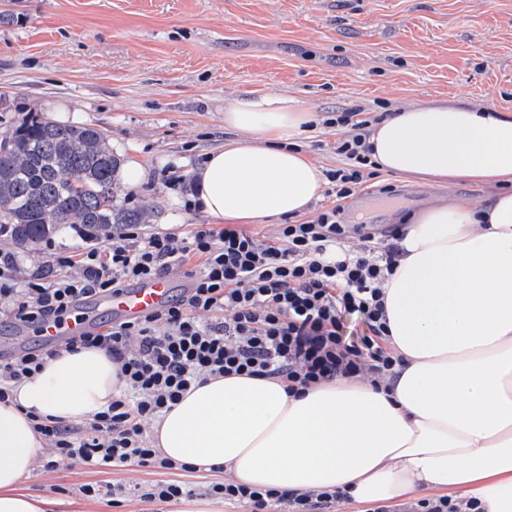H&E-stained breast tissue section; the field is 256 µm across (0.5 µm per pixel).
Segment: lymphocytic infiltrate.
Instances as JSON below:
<instances>
[{
  "label": "lymphocytic infiltrate",
  "instance_id": "f902f5d3",
  "mask_svg": "<svg viewBox=\"0 0 512 512\" xmlns=\"http://www.w3.org/2000/svg\"><path fill=\"white\" fill-rule=\"evenodd\" d=\"M335 124L348 131L336 143L345 167L326 174L336 205L311 220L278 225L269 237L232 226L202 224L185 235L120 224L79 257L54 253L22 281L14 252L0 249V316L19 326L58 321L82 296L116 293L173 267L190 268L189 287L161 311L59 348L0 357V402L61 349H100L119 365L124 390L83 425L34 417L48 446L45 467L176 469L154 448L148 427L211 377L271 378L293 394L338 379L391 392L404 359L390 347L385 285L399 251L379 245L374 225L341 222L342 200L366 182L372 161L368 120L351 109L337 113ZM204 493L254 512H327L351 498L345 490H262L230 481L210 484Z\"/></svg>",
  "mask_w": 512,
  "mask_h": 512
}]
</instances>
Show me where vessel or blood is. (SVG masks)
Returning <instances> with one entry per match:
<instances>
[{"mask_svg":"<svg viewBox=\"0 0 512 512\" xmlns=\"http://www.w3.org/2000/svg\"><path fill=\"white\" fill-rule=\"evenodd\" d=\"M174 293L171 279L164 276L135 283L116 294L91 296L78 302L73 317L41 331L40 338L45 342L60 343L98 330V313L102 310L111 314L117 323L141 318L163 309Z\"/></svg>","mask_w":512,"mask_h":512,"instance_id":"vessel-or-blood-1","label":"vessel or blood"}]
</instances>
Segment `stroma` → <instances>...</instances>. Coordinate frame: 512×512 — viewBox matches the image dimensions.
I'll list each match as a JSON object with an SVG mask.
<instances>
[{
	"instance_id": "1",
	"label": "stroma",
	"mask_w": 512,
	"mask_h": 512,
	"mask_svg": "<svg viewBox=\"0 0 512 512\" xmlns=\"http://www.w3.org/2000/svg\"><path fill=\"white\" fill-rule=\"evenodd\" d=\"M0 129L41 114L91 125L123 167L118 194L150 214L149 230H193L194 172L237 138L224 109L242 94L286 96L311 112L299 149L322 170L344 167L328 125L356 107L390 117L407 104L479 105L512 115V0H0ZM392 187L391 202L377 190ZM456 197L490 201L487 187L453 186L379 173L343 200V221L388 229ZM81 231L15 251L19 275L46 265L53 247L80 251ZM162 470L121 473L34 468L21 490L59 500L57 512H156L138 495L112 506L81 485L147 488Z\"/></svg>"
}]
</instances>
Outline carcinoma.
<instances>
[{"mask_svg":"<svg viewBox=\"0 0 512 512\" xmlns=\"http://www.w3.org/2000/svg\"><path fill=\"white\" fill-rule=\"evenodd\" d=\"M0 135V230L34 245L77 225L106 232L146 224L149 214L118 199L121 158L103 131L36 115Z\"/></svg>","mask_w":512,"mask_h":512,"instance_id":"obj_1","label":"carcinoma"}]
</instances>
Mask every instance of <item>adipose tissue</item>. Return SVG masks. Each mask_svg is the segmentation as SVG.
<instances>
[{"label":"adipose tissue","mask_w":512,"mask_h":512,"mask_svg":"<svg viewBox=\"0 0 512 512\" xmlns=\"http://www.w3.org/2000/svg\"><path fill=\"white\" fill-rule=\"evenodd\" d=\"M310 112L287 99L236 98L241 139L195 172L219 224H274L323 194L321 168L294 141ZM377 170L495 188L485 206L451 201L406 219L386 285L390 343L405 360L392 392L347 379L294 396L272 379H208L153 425L160 452L253 488L349 491L399 506L420 490L512 512V118L477 106L401 107L367 138ZM124 387L102 350L60 352L0 403V512H52L20 493L44 442L32 415L92 417Z\"/></svg>","instance_id":"1"}]
</instances>
